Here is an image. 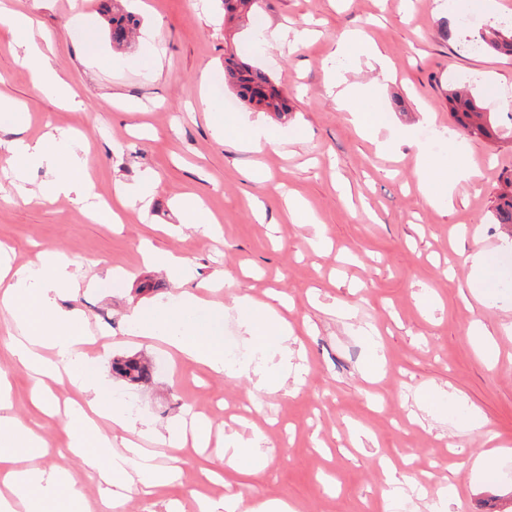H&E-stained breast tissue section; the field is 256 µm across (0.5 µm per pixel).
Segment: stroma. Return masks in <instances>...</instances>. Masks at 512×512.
Masks as SVG:
<instances>
[{
    "label": "stroma",
    "mask_w": 512,
    "mask_h": 512,
    "mask_svg": "<svg viewBox=\"0 0 512 512\" xmlns=\"http://www.w3.org/2000/svg\"><path fill=\"white\" fill-rule=\"evenodd\" d=\"M114 1L141 20L135 43L122 51L103 14ZM0 4L33 17L51 43L54 67L85 104L66 109L35 91L15 59L22 33L0 30V92L27 113L29 136L76 133L89 148L92 189L112 205L143 173L156 176L149 199L120 207V223L97 224L74 200L13 195L0 152V243L18 266L44 250L70 259L81 288L58 303L80 310L97 338L80 361L106 395L128 402L139 428L162 430L196 415L247 438L258 425L273 453L249 482L260 497L288 501L298 512H383L384 458L410 497L406 512H428L434 492L448 485V512H512V311L494 306L512 300L502 286L512 278V238L491 220L502 174L512 170V58L469 52L460 36L444 34L463 13L480 32L512 15V0H261L232 28L224 24L223 0ZM275 30L302 39L275 42ZM350 34L378 45L390 78L365 58L336 53ZM230 43L287 96L285 119L234 103L224 80ZM204 70L210 82L203 87L197 76ZM469 80L505 134L496 141L454 135L480 176L449 173L451 204L431 206L416 174L418 144L424 131L454 127L448 90ZM341 85L376 111L377 137L363 135L339 107ZM205 98L214 110L202 106ZM129 102L135 111H126ZM256 120L280 146L246 150L234 140L235 127ZM219 127L220 143L213 137ZM381 139L390 140L388 150L378 149ZM288 191L306 201L319 227L291 223ZM185 196L199 197L215 215L213 234L181 217L174 202ZM144 242L183 258L201 296L223 305L224 342L240 356L252 349L236 297L278 293L307 367L304 382L288 396L259 392L253 377L214 375L139 336L132 313L152 324L182 290L165 269L143 263ZM479 250L499 260L496 285L483 295L466 286V258ZM118 268L128 277L105 279ZM365 330L381 356L371 381L363 376ZM13 333L0 312V374L12 386L13 412L25 422L39 419L51 446L41 466L70 472L85 486L92 512H101L93 474L66 454L59 419L37 415L29 403L32 378L10 354ZM131 356L149 364L148 382L132 385L113 374V359ZM431 387L462 397L481 428L420 409L416 395ZM492 444L503 450L496 466L472 470ZM156 452L164 467L171 457L182 460L180 478L154 496L133 498L123 512H165L169 501L191 504L196 491L223 497L224 485L200 476L224 456L219 437L205 448L160 445Z\"/></svg>",
    "instance_id": "35a3bbf8"
}]
</instances>
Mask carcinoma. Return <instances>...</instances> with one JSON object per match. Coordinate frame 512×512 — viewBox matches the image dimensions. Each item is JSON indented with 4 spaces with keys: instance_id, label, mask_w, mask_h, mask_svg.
<instances>
[{
    "instance_id": "1",
    "label": "carcinoma",
    "mask_w": 512,
    "mask_h": 512,
    "mask_svg": "<svg viewBox=\"0 0 512 512\" xmlns=\"http://www.w3.org/2000/svg\"><path fill=\"white\" fill-rule=\"evenodd\" d=\"M257 6L259 0H224V20L233 24L247 17ZM107 23L113 46L121 48L132 44L136 23L131 16L116 12ZM464 41L478 45L485 54L512 57V26L491 25L478 37H466ZM224 62L227 82L240 102L279 119L288 116L291 111L288 98L264 70L239 62L231 47L225 50ZM448 108L464 135L484 139L497 137L499 126L495 118L484 112L480 98L471 89L449 90ZM493 217L498 224H512V173L504 177V189L497 195ZM112 370L133 383L149 379L148 365L134 357L115 361Z\"/></svg>"
}]
</instances>
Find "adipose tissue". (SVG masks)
Masks as SVG:
<instances>
[{"label": "adipose tissue", "mask_w": 512, "mask_h": 512, "mask_svg": "<svg viewBox=\"0 0 512 512\" xmlns=\"http://www.w3.org/2000/svg\"><path fill=\"white\" fill-rule=\"evenodd\" d=\"M0 28L23 31L18 45L20 64L32 73L35 87L53 95L63 105L76 106L70 86L58 74L46 47L36 39L28 16L0 7ZM0 120L13 126L15 138L5 143L13 171L12 188L17 195L29 194V173L43 168L48 179L39 187L43 200L75 197L91 201V216L96 223L111 224L115 215L111 208L92 202L87 178L89 158L84 143L74 137L60 136L52 140H30L24 135L25 118L16 103L0 95ZM145 263L176 274L185 288L176 307L178 311L199 312L200 320L171 328L167 318L156 320L149 338L167 344L172 351L189 361L207 367L220 376L250 374L258 390L268 393L287 391L293 370L292 351L288 342L292 331L281 316L280 298L257 302L250 296L237 298L240 328L258 353V361L244 358L227 360L224 338L211 322L220 314L193 290L191 277L181 259L170 253L145 251ZM7 286L0 291V310L8 312L21 334L13 344L16 361L23 368L52 374V358L71 361L78 357L89 338L81 315L61 308L57 299L76 282L64 257L55 251H44L39 266L12 268L0 264V281ZM69 380L79 391L70 401L61 424L70 437V453L84 458L95 471L101 502L105 508L126 503L132 494L147 493L149 488L170 481L168 471L160 468L153 455L142 448V430L138 429L117 404L102 395L98 378L90 372L73 369ZM12 403L7 380L0 377V512H81L85 489L65 470L28 468L24 462L44 456L49 451L47 440L36 425L19 422L11 413ZM226 464L232 470L248 474L268 462L265 439L260 433L242 438L233 433L225 436ZM196 512H297L295 505L281 499H259L237 491L214 500L198 494L194 497Z\"/></svg>", "instance_id": "ef3b65f1"}]
</instances>
